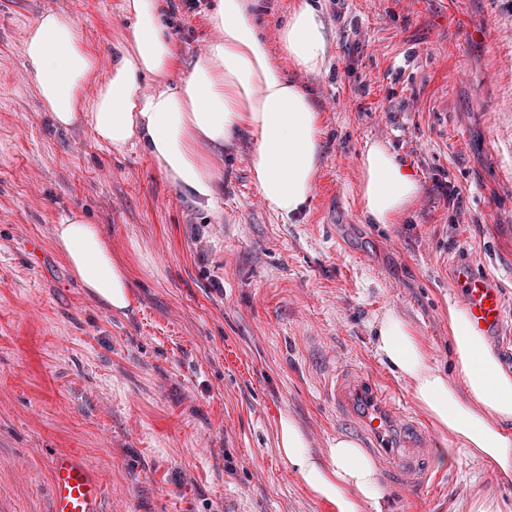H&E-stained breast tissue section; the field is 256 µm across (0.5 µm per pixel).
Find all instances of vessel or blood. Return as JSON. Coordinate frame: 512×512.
<instances>
[{
	"label": "vessel or blood",
	"instance_id": "1",
	"mask_svg": "<svg viewBox=\"0 0 512 512\" xmlns=\"http://www.w3.org/2000/svg\"><path fill=\"white\" fill-rule=\"evenodd\" d=\"M452 285L474 327L489 336L499 333L505 312L493 281L465 260L456 264ZM327 398L337 414L353 424L388 485L416 500L442 481L433 464L438 451L435 438L407 403L386 390L367 368L356 363L337 368ZM51 499L52 512H103L99 478L74 455L55 461Z\"/></svg>",
	"mask_w": 512,
	"mask_h": 512
}]
</instances>
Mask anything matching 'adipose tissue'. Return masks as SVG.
<instances>
[{
  "label": "adipose tissue",
  "mask_w": 512,
  "mask_h": 512,
  "mask_svg": "<svg viewBox=\"0 0 512 512\" xmlns=\"http://www.w3.org/2000/svg\"><path fill=\"white\" fill-rule=\"evenodd\" d=\"M125 10L134 19L130 36L119 45L108 79L88 99L82 93L97 59L84 46L77 20L48 12L29 31L24 52L55 125L67 128L82 118L110 148L142 146L189 200L215 214L221 211V150L237 133L250 132V171L262 199L286 219L303 212L314 191L322 127L307 90L286 76L283 64L315 74L327 63L328 32L313 0H297L273 46L260 31L257 0H217L209 16L215 40L173 85L168 79L178 60L158 0H126ZM147 79L155 89L144 90ZM419 192L416 178L386 147L374 143L364 149L360 201L367 223H394ZM53 242L83 288L115 312L129 308L130 280L82 210L61 215ZM377 334L380 356L410 381L432 425L461 449L490 461L500 477L511 478L512 369L466 310L448 307V335L464 377L460 388L396 312L380 319ZM278 451L332 512H381L377 470L354 440L336 437L326 458H318L299 424L284 414Z\"/></svg>",
  "instance_id": "1"
}]
</instances>
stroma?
Returning a JSON list of instances; mask_svg holds the SVG:
<instances>
[{"instance_id": "stroma-1", "label": "stroma", "mask_w": 512, "mask_h": 512, "mask_svg": "<svg viewBox=\"0 0 512 512\" xmlns=\"http://www.w3.org/2000/svg\"><path fill=\"white\" fill-rule=\"evenodd\" d=\"M0 6V512H50L61 452L98 475L105 512H331L277 451L292 416L324 455L349 435L325 395L356 362L394 393L411 385L377 352L395 311L455 385L449 275L462 258L490 275L506 320L490 344L512 366V0H316L329 32L318 74L286 66L320 113L308 208L286 220L250 174L252 135L225 146L220 215L191 203L144 150L99 143L85 122L52 121L24 54L49 11L75 17L112 70L132 18L124 0H9ZM215 0H161L181 69L215 33ZM392 151L421 192L395 223H365L359 157ZM82 209L131 282L110 311L55 247L60 215ZM38 242V255L29 252ZM436 459L444 481L383 512H512V482L463 449Z\"/></svg>"}]
</instances>
